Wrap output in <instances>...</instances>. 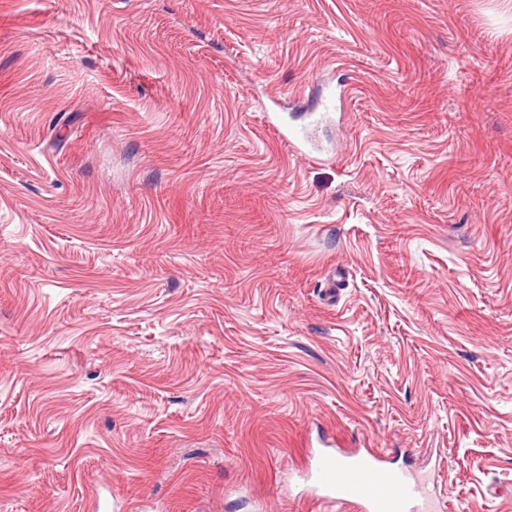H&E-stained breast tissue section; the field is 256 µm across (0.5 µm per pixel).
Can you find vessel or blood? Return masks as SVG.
I'll return each mask as SVG.
<instances>
[{
	"label": "vessel or blood",
	"instance_id": "obj_1",
	"mask_svg": "<svg viewBox=\"0 0 512 512\" xmlns=\"http://www.w3.org/2000/svg\"><path fill=\"white\" fill-rule=\"evenodd\" d=\"M300 477L326 512H445L447 499L416 471L393 468L372 452L316 454Z\"/></svg>",
	"mask_w": 512,
	"mask_h": 512
}]
</instances>
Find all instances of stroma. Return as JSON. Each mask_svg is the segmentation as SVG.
<instances>
[{"label":"stroma","mask_w":512,"mask_h":512,"mask_svg":"<svg viewBox=\"0 0 512 512\" xmlns=\"http://www.w3.org/2000/svg\"><path fill=\"white\" fill-rule=\"evenodd\" d=\"M328 439L512 512V0H0V512Z\"/></svg>","instance_id":"obj_1"}]
</instances>
